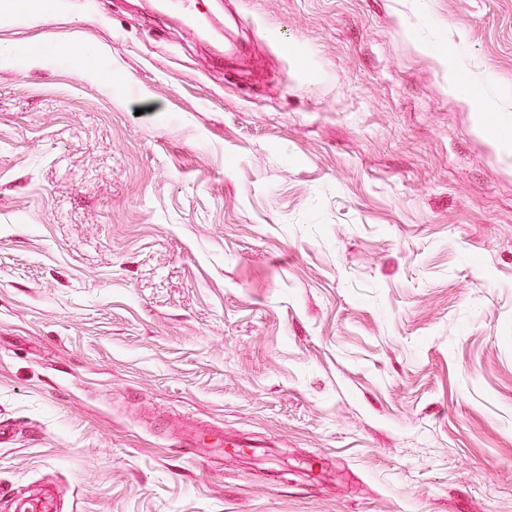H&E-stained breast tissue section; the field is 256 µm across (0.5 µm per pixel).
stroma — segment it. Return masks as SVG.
<instances>
[{
	"mask_svg": "<svg viewBox=\"0 0 512 512\" xmlns=\"http://www.w3.org/2000/svg\"><path fill=\"white\" fill-rule=\"evenodd\" d=\"M453 72L512 94V0L0 7V512H512V165Z\"/></svg>",
	"mask_w": 512,
	"mask_h": 512,
	"instance_id": "35a3bbf8",
	"label": "stroma"
}]
</instances>
